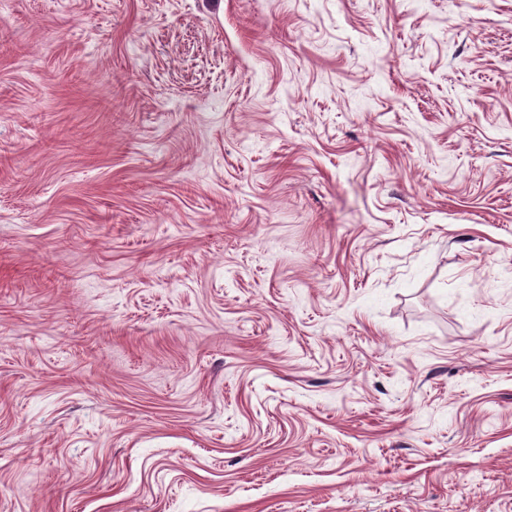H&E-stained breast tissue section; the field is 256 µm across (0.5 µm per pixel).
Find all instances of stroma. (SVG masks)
Here are the masks:
<instances>
[{"mask_svg": "<svg viewBox=\"0 0 512 512\" xmlns=\"http://www.w3.org/2000/svg\"><path fill=\"white\" fill-rule=\"evenodd\" d=\"M0 512H512V0H0Z\"/></svg>", "mask_w": 512, "mask_h": 512, "instance_id": "obj_1", "label": "stroma"}]
</instances>
